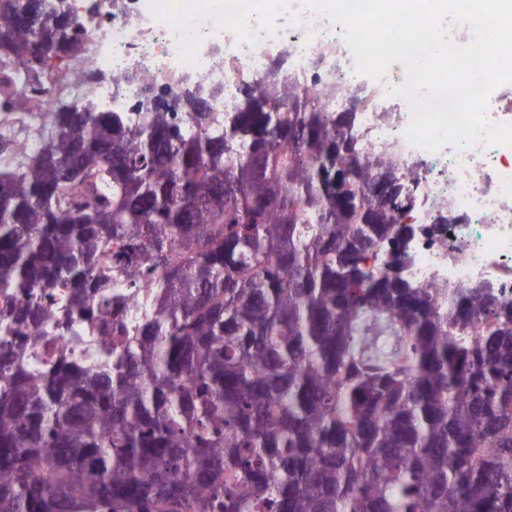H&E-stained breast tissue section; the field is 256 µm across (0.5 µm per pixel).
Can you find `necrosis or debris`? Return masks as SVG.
<instances>
[{
	"label": "necrosis or debris",
	"mask_w": 512,
	"mask_h": 512,
	"mask_svg": "<svg viewBox=\"0 0 512 512\" xmlns=\"http://www.w3.org/2000/svg\"><path fill=\"white\" fill-rule=\"evenodd\" d=\"M277 23V38L262 37L253 47L206 21L199 28V63L189 66L179 62L171 30L155 19L147 0H117L87 21L85 54L67 63L49 91L34 93L38 110L0 113V169L34 156L49 131L51 111L73 99L89 97L137 114L143 84L118 83L115 75L138 73L161 95L190 75L222 86L212 109L233 112L243 85L273 80V61L284 52L289 74L307 96L335 85V96L318 101L320 111L354 112L352 135L365 153L392 152L414 175L418 195L406 217L417 228L408 247L409 276L450 289L488 285L512 300V147L459 151L447 145L431 152L414 146L403 135L411 102L386 92L387 84H403L404 75L389 73L375 82L356 74L351 52L328 18L313 19L308 29L290 26L283 16Z\"/></svg>",
	"instance_id": "4bbe7bcc"
}]
</instances>
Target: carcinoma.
<instances>
[{"mask_svg": "<svg viewBox=\"0 0 512 512\" xmlns=\"http://www.w3.org/2000/svg\"><path fill=\"white\" fill-rule=\"evenodd\" d=\"M78 25L0 0V55L48 74ZM242 102L78 100L0 173V512H512V301L407 277L409 205L356 187L409 176L349 113ZM114 274L157 275L130 330Z\"/></svg>", "mask_w": 512, "mask_h": 512, "instance_id": "obj_1", "label": "carcinoma"}]
</instances>
